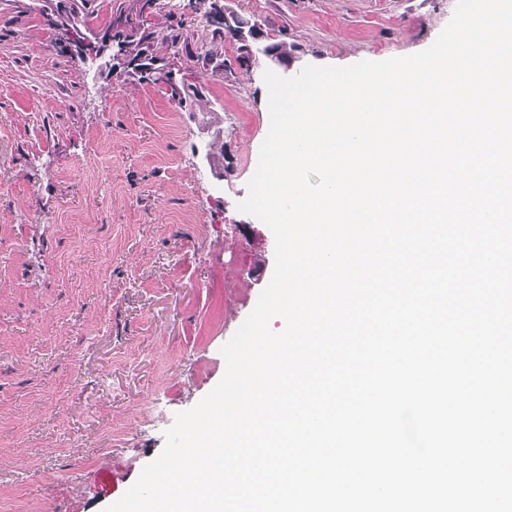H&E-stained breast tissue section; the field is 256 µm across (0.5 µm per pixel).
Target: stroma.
Here are the masks:
<instances>
[{
	"label": "stroma",
	"mask_w": 512,
	"mask_h": 512,
	"mask_svg": "<svg viewBox=\"0 0 512 512\" xmlns=\"http://www.w3.org/2000/svg\"><path fill=\"white\" fill-rule=\"evenodd\" d=\"M305 66L428 48L456 0H225ZM141 0H0V505L103 512L221 380L275 268L238 211L270 129L264 64L194 60L187 112L101 45ZM78 15L77 30L57 21ZM224 151L223 182L199 164Z\"/></svg>",
	"instance_id": "1"
}]
</instances>
